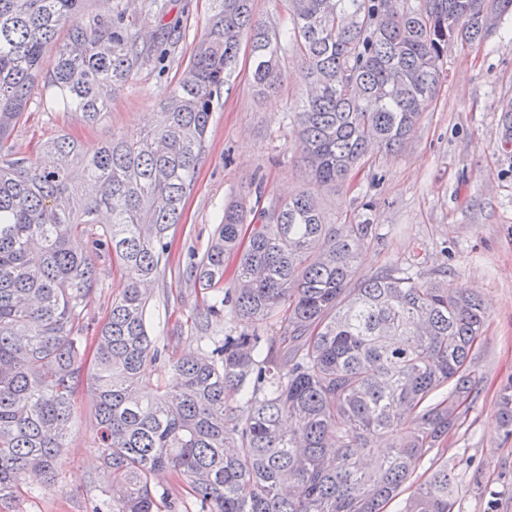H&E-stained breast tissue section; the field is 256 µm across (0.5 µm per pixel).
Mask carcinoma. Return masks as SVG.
I'll use <instances>...</instances> for the list:
<instances>
[{
    "label": "carcinoma",
    "mask_w": 512,
    "mask_h": 512,
    "mask_svg": "<svg viewBox=\"0 0 512 512\" xmlns=\"http://www.w3.org/2000/svg\"><path fill=\"white\" fill-rule=\"evenodd\" d=\"M86 2L0 0V502L29 477L53 479L87 380L108 476L106 509L93 512H159L162 471L183 477L203 512H384L429 455L434 470L401 512H458L446 445L474 403L488 314L479 295L412 264L362 273L359 248L376 225L324 223L309 188L269 208L232 199L190 277L207 297L204 316L256 329L214 343L208 358H178L175 383L150 391L148 285L164 271L242 37L261 91L277 88L283 50L305 64L297 151L320 187L403 147L442 83L448 45L487 39L512 0H289L283 31L255 19L252 0H210L158 123L114 134L91 156L66 133L21 155L10 137L32 100L92 126L109 92L176 39ZM100 261L126 286L86 375ZM274 316L276 335L261 334ZM495 408L511 437L512 378Z\"/></svg>",
    "instance_id": "obj_1"
}]
</instances>
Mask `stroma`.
Returning a JSON list of instances; mask_svg holds the SVG:
<instances>
[{
    "instance_id": "obj_1",
    "label": "stroma",
    "mask_w": 512,
    "mask_h": 512,
    "mask_svg": "<svg viewBox=\"0 0 512 512\" xmlns=\"http://www.w3.org/2000/svg\"><path fill=\"white\" fill-rule=\"evenodd\" d=\"M162 25L180 41L165 61L143 67L113 94L106 117L88 127L63 112L30 105L12 140L17 152L59 132L78 139L85 152L121 131L153 123L161 102L181 76L200 37L209 0H164ZM249 45L225 84L207 132V150L182 222L169 233L167 264L155 283L147 313L150 336L165 362L151 384L173 381L170 362L209 354V343L251 332L244 320H202L201 296L189 280L191 255H203L228 197L252 180L270 202L306 186L295 149L293 111L303 90V65L284 51L278 91L258 95ZM445 80L422 113L406 146L354 168L344 183L316 189L326 223L378 227L379 241L364 248L360 269L371 273L413 260L424 272L448 270V285L481 295L488 306L485 340L476 359L479 393L463 428L448 443L462 486V512H512V437H504L495 397L512 377V145H504V109L512 104V16L485 41L452 44L443 59ZM67 448L50 483L29 482L0 503V512H92L101 503L105 475L98 459L93 394L74 395Z\"/></svg>"
}]
</instances>
